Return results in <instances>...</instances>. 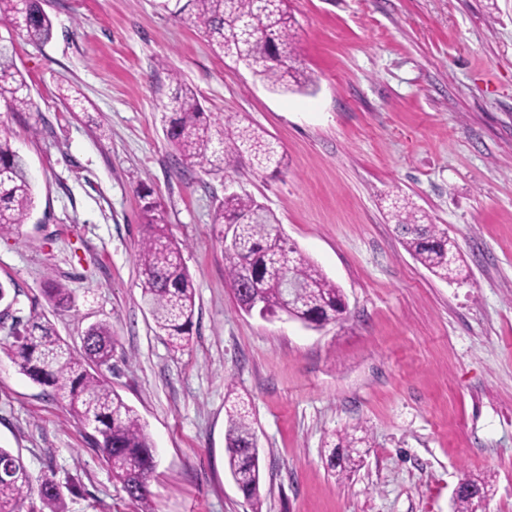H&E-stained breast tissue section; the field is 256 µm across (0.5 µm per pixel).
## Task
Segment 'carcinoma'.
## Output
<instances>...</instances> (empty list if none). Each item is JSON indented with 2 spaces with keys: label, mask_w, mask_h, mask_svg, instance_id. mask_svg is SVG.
Listing matches in <instances>:
<instances>
[{
  "label": "carcinoma",
  "mask_w": 512,
  "mask_h": 512,
  "mask_svg": "<svg viewBox=\"0 0 512 512\" xmlns=\"http://www.w3.org/2000/svg\"><path fill=\"white\" fill-rule=\"evenodd\" d=\"M175 17L198 23L213 50L237 64L247 63L254 77L273 89L305 93L311 80L297 66L293 45L294 18L287 0H163ZM0 21L25 33L28 41L45 45L53 38V23L42 0H0ZM0 104L8 112H28L33 102L29 86L15 63L13 45L0 42ZM166 137L187 168L224 170L231 156L256 170L275 172L284 156L266 132L236 114L224 123L212 122L194 88L176 74L161 105ZM147 234L137 255L141 297L158 331L175 348L190 340L195 313L194 286L183 262V246L165 232L161 203L150 191L139 194ZM32 178L26 160L10 140L0 136V235H11L26 223L34 208ZM391 217L402 244L413 259L441 280L461 274L455 240L430 222L407 198L392 203ZM214 223L230 225L232 240L224 243V270L235 289L239 308L248 311L241 288L259 292L270 315L283 313L320 328L342 319L346 303L342 289L285 237L275 214L249 196L228 194ZM298 284L288 300L283 283ZM45 293L57 308L72 303L66 286L52 279ZM112 328L91 325L84 336L85 357H74L53 324L36 315L15 332L4 347L20 371L68 400L70 410L94 431L95 444L126 493L144 502L155 466V448L137 411L112 389L99 369L112 359ZM253 414L244 402L231 401L225 429L226 465L238 490L253 502L260 498V456L255 445ZM367 428L356 424L325 442L326 465L340 478L355 472L368 447ZM466 490L453 499V512H474L476 496L487 497L491 480L467 476ZM37 494L46 512H67L63 486L50 476L33 479L22 458L0 448V512H23L25 500Z\"/></svg>",
  "instance_id": "carcinoma-1"
}]
</instances>
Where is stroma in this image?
Wrapping results in <instances>:
<instances>
[{"mask_svg": "<svg viewBox=\"0 0 512 512\" xmlns=\"http://www.w3.org/2000/svg\"><path fill=\"white\" fill-rule=\"evenodd\" d=\"M42 5L46 45L0 22L35 103L0 108L35 189L27 223L0 238L14 297L0 343L42 314L79 354L90 325H111L107 377L154 442L157 512H451L466 474L493 479L486 512H512V0H288L309 94L216 55L160 0ZM174 72L212 121L236 112L273 136L287 167L184 169L161 121ZM142 185L193 280L179 351L141 299ZM230 193L273 211L336 282L342 322L313 330L238 309L214 222ZM398 195L455 239L459 279L435 278L403 247L388 211ZM50 278L71 309L50 305ZM231 393L255 418L256 506L225 467ZM358 422L371 446L336 479L324 438ZM0 447L67 486L68 512H142L66 400L1 352Z\"/></svg>", "mask_w": 512, "mask_h": 512, "instance_id": "stroma-1", "label": "stroma"}]
</instances>
